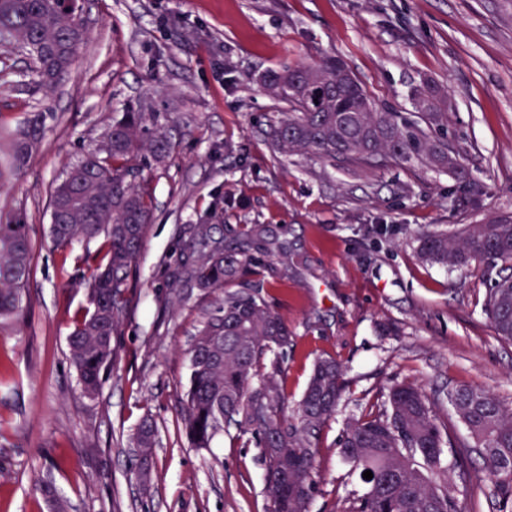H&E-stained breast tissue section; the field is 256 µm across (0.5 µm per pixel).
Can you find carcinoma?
Masks as SVG:
<instances>
[{"label": "carcinoma", "mask_w": 512, "mask_h": 512, "mask_svg": "<svg viewBox=\"0 0 512 512\" xmlns=\"http://www.w3.org/2000/svg\"><path fill=\"white\" fill-rule=\"evenodd\" d=\"M86 34L69 0H0V46L17 44L33 59V80L51 87L84 46ZM325 56L265 72H249V84L288 105L268 124L273 148L286 154L341 162L353 168L379 162L447 172L469 194L468 167L461 147L448 136V92L424 81L409 95L413 111L381 107L351 70L341 73ZM0 179L18 176L39 140L26 122L0 133ZM173 149L159 112L129 107L112 117L100 143L67 165L54 183L49 234L56 248L97 240L98 252L85 280L87 307L73 318L67 338L78 385L96 399L104 377L121 359L119 336L127 317L140 250L151 219L153 198L143 172L162 165ZM192 224L181 270L171 289L189 286L218 296L189 348L190 374L179 416L188 443L208 448L220 433L249 434L263 448L268 512H308L316 489L319 435L333 418L347 388L336 358L317 359L302 399L288 408L286 361L292 332L276 313L264 281L288 282L287 248L276 244L264 224ZM283 259L275 263L272 246ZM31 226L0 219V335L16 329L26 310L32 275ZM418 258L450 268L483 261L499 268L484 307L498 340L512 344V216L473 224L460 234L427 232ZM235 285L234 291H224ZM448 403L470 436L459 455L479 450L483 467L470 472L443 458L451 444L448 418L422 387L393 381L383 387L374 409L346 424L339 455L353 473L369 470L365 491L351 493L341 512H465L459 489L477 487L482 476L494 483L496 512H512V409L469 386L448 391ZM158 428L143 421L128 436L137 477L151 471ZM66 512L51 482L35 483Z\"/></svg>", "instance_id": "1"}]
</instances>
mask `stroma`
<instances>
[{
    "mask_svg": "<svg viewBox=\"0 0 512 512\" xmlns=\"http://www.w3.org/2000/svg\"><path fill=\"white\" fill-rule=\"evenodd\" d=\"M88 42L52 87L27 84L31 61L0 48V125L36 119L42 142L0 184V216L31 225L35 250L21 327L0 336V512H53L32 492L52 477L67 512H267L262 450L218 435L190 447L179 421L187 350L214 297L166 286L184 225L214 204L225 223L267 224L288 245L290 280L271 284L294 333L287 390L297 403L316 357H335L348 388L320 435L308 512H335L357 482L338 456L347 422L398 378L435 396L486 390L512 407V345L483 310L495 270L422 263L417 237L512 215V0H77ZM345 61L379 104L410 111L411 84L450 91L449 132L492 194L460 208L450 174L387 165L353 169L287 156L265 137L281 103L243 74ZM131 104L167 115L174 148L146 171L153 217L123 326L121 360L98 400L85 398L67 336L85 304L75 257L48 236L49 194L65 166ZM160 445L149 483L121 441L143 416Z\"/></svg>",
    "mask_w": 512,
    "mask_h": 512,
    "instance_id": "1",
    "label": "stroma"
}]
</instances>
